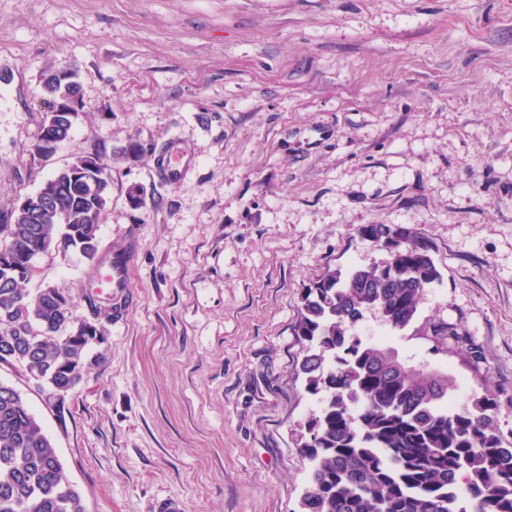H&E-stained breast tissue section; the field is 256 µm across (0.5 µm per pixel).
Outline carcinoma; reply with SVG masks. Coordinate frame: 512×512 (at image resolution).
I'll list each match as a JSON object with an SVG mask.
<instances>
[{
	"instance_id": "carcinoma-1",
	"label": "carcinoma",
	"mask_w": 512,
	"mask_h": 512,
	"mask_svg": "<svg viewBox=\"0 0 512 512\" xmlns=\"http://www.w3.org/2000/svg\"><path fill=\"white\" fill-rule=\"evenodd\" d=\"M74 117L48 112L34 152L70 139ZM96 159L78 156L46 181L61 208L27 194L0 224V363H18L65 409L82 380L91 345L106 342L96 324L74 317L69 297L28 284L35 260L59 250L94 262L110 190L94 186ZM362 240L387 252L372 267L327 269L302 296L294 333L305 391L317 410L299 423L308 460L299 512H512V441L499 433L487 396L452 408L457 385L448 372L412 364L356 332L375 311L392 332L448 351L458 327L421 314L441 280L431 248L413 229L366 224ZM0 512H84L65 481L56 450L20 394L0 382Z\"/></svg>"
}]
</instances>
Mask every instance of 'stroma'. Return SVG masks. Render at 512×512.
Returning <instances> with one entry per match:
<instances>
[{
    "mask_svg": "<svg viewBox=\"0 0 512 512\" xmlns=\"http://www.w3.org/2000/svg\"><path fill=\"white\" fill-rule=\"evenodd\" d=\"M67 61L84 106L46 159L44 78ZM171 149L193 160L173 184L153 174ZM79 156L112 174L100 256L134 255L119 309L71 253L34 284L101 324L104 358L62 414L22 367L0 381L85 512H298L318 400L294 326L326 269L385 259L365 224L426 239L422 313L464 332L389 344L446 368L455 406L492 398L512 441V0H0V224Z\"/></svg>",
    "mask_w": 512,
    "mask_h": 512,
    "instance_id": "obj_1",
    "label": "stroma"
}]
</instances>
